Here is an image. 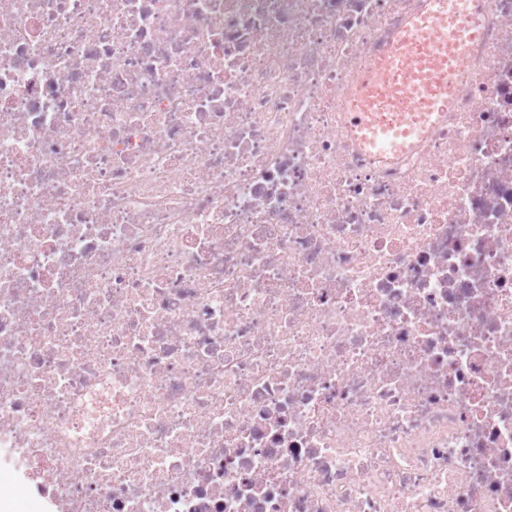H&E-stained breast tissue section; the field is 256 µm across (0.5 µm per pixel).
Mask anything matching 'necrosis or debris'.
I'll return each mask as SVG.
<instances>
[{
	"label": "necrosis or debris",
	"instance_id": "necrosis-or-debris-1",
	"mask_svg": "<svg viewBox=\"0 0 512 512\" xmlns=\"http://www.w3.org/2000/svg\"><path fill=\"white\" fill-rule=\"evenodd\" d=\"M426 0H0V512H512V0L386 160ZM459 0H430L380 56L364 68L347 104L349 127L367 151L397 155L425 136L454 106L452 77L469 43L479 38L483 16Z\"/></svg>",
	"mask_w": 512,
	"mask_h": 512
}]
</instances>
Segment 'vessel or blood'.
Segmentation results:
<instances>
[{
	"label": "vessel or blood",
	"instance_id": "1",
	"mask_svg": "<svg viewBox=\"0 0 512 512\" xmlns=\"http://www.w3.org/2000/svg\"><path fill=\"white\" fill-rule=\"evenodd\" d=\"M475 0H429L380 56L364 68L347 104L349 127L367 151L409 150L454 106L452 77L469 43L479 38L483 16Z\"/></svg>",
	"mask_w": 512,
	"mask_h": 512
}]
</instances>
